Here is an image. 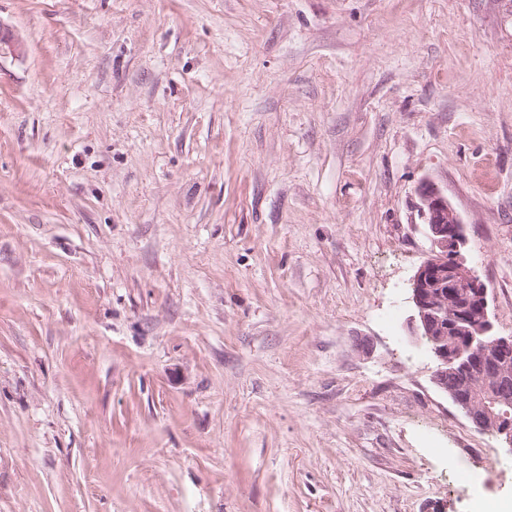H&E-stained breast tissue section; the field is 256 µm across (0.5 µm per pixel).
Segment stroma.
Instances as JSON below:
<instances>
[{
	"mask_svg": "<svg viewBox=\"0 0 512 512\" xmlns=\"http://www.w3.org/2000/svg\"><path fill=\"white\" fill-rule=\"evenodd\" d=\"M0 26V512L512 500L410 324L428 179L512 336V0H0Z\"/></svg>",
	"mask_w": 512,
	"mask_h": 512,
	"instance_id": "obj_1",
	"label": "stroma"
}]
</instances>
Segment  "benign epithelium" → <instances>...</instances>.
Instances as JSON below:
<instances>
[{
  "instance_id": "1",
  "label": "benign epithelium",
  "mask_w": 512,
  "mask_h": 512,
  "mask_svg": "<svg viewBox=\"0 0 512 512\" xmlns=\"http://www.w3.org/2000/svg\"><path fill=\"white\" fill-rule=\"evenodd\" d=\"M417 195L418 217L427 226L432 252L413 276L411 323L430 341L436 387L474 426L497 434L512 452V395L496 394L512 375L501 362L504 351H512V336L493 334L488 289L462 253L467 238L448 196L430 180L420 183ZM485 342L480 371L467 374L475 346ZM459 371L465 372L462 385L448 386V374Z\"/></svg>"
}]
</instances>
